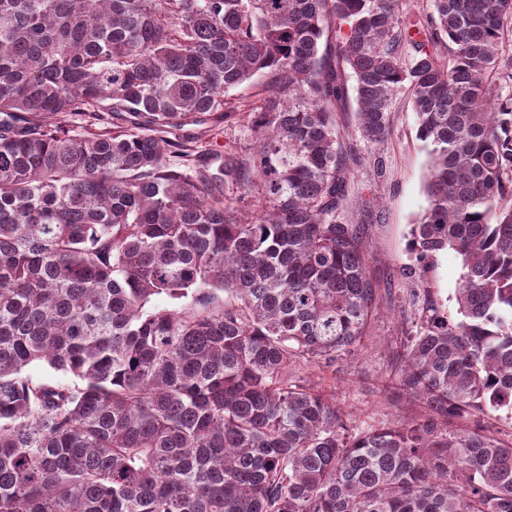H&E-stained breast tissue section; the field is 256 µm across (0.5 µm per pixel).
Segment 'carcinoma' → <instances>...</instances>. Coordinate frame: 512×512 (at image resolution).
<instances>
[{
	"instance_id": "cac0c4a2",
	"label": "carcinoma",
	"mask_w": 512,
	"mask_h": 512,
	"mask_svg": "<svg viewBox=\"0 0 512 512\" xmlns=\"http://www.w3.org/2000/svg\"><path fill=\"white\" fill-rule=\"evenodd\" d=\"M511 32L512 0H0V512H512L481 424L512 412ZM404 89L429 206L391 388L423 419L359 429L299 366L375 303L337 116L378 144ZM213 113L253 147L199 150ZM463 270L461 258L453 250H445L435 257L425 284L431 295L448 308V317L456 319L455 295Z\"/></svg>"
}]
</instances>
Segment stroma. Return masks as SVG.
Instances as JSON below:
<instances>
[{
  "label": "stroma",
  "instance_id": "35a3bbf8",
  "mask_svg": "<svg viewBox=\"0 0 512 512\" xmlns=\"http://www.w3.org/2000/svg\"><path fill=\"white\" fill-rule=\"evenodd\" d=\"M340 131L365 157L351 185V208L369 202L385 214L382 223L369 227L368 275L376 290V309L366 337L352 356L330 368L305 367L303 373L311 381L335 386L336 401L348 425L365 429L415 411L411 404L391 400L387 378L405 337L419 329L401 268L412 261L409 228L429 204L425 191L428 152L417 137L416 114L404 92L394 102L383 144L363 141L349 113L341 115ZM377 155L385 163L384 176L378 180L371 164ZM462 273L460 257L449 249L435 257L428 273L429 292L452 314L457 311L455 295Z\"/></svg>",
  "mask_w": 512,
  "mask_h": 512
}]
</instances>
